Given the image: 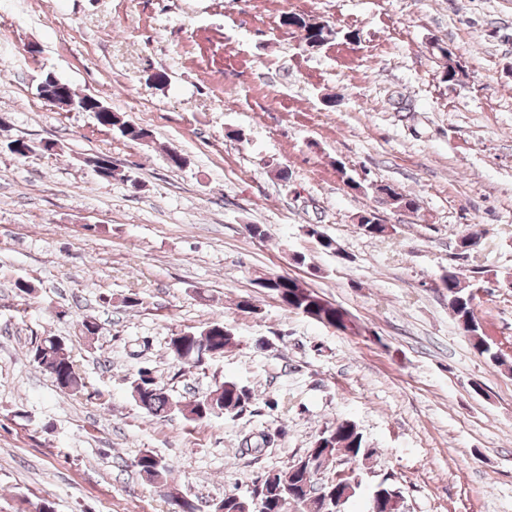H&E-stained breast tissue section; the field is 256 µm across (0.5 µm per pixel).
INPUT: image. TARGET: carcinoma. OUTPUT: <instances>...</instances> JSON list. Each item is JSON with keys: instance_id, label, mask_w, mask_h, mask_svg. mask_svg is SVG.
Listing matches in <instances>:
<instances>
[{"instance_id": "1", "label": "carcinoma", "mask_w": 512, "mask_h": 512, "mask_svg": "<svg viewBox=\"0 0 512 512\" xmlns=\"http://www.w3.org/2000/svg\"><path fill=\"white\" fill-rule=\"evenodd\" d=\"M98 125L118 132L132 141H144L150 133L124 120L115 112H96ZM5 149L16 159H25L33 152V147L23 139H12ZM448 291L457 298L448 302L454 318L462 331L470 332L469 340L475 351L493 358L494 347L485 339L480 327L468 329L477 322L474 314V298L468 296L460 273L453 270L443 276ZM265 290L275 294L290 309L303 314H314L321 324L336 330L342 327L341 308L326 302L314 310L302 300L294 281L287 276H274L267 280ZM237 345V337L224 327V322L214 321L202 331L187 330L170 337L167 344L168 356L183 364L201 365L206 358L222 357ZM31 361L45 371L53 384L61 391L78 393L84 388L76 365L65 354L63 341L56 336H44L31 345L28 351ZM133 398L140 407L155 418H166L173 413L181 414L190 422H197L215 416L246 413L254 404L255 396L245 387L234 381H224L204 394L189 400L178 401L160 387L156 377L148 369L138 371L130 385ZM314 457L316 469L308 478L309 489L302 490L303 477L293 469L283 475L270 471L259 488L249 499L228 495L222 499L224 512H333L336 499L354 497L360 484L355 472L338 474L330 482H321V475L340 458L348 460L366 457L365 442L357 425L343 421L321 433L315 446L306 450ZM139 473L152 482L164 481L170 473L169 465L150 452L143 453L136 461Z\"/></svg>"}]
</instances>
